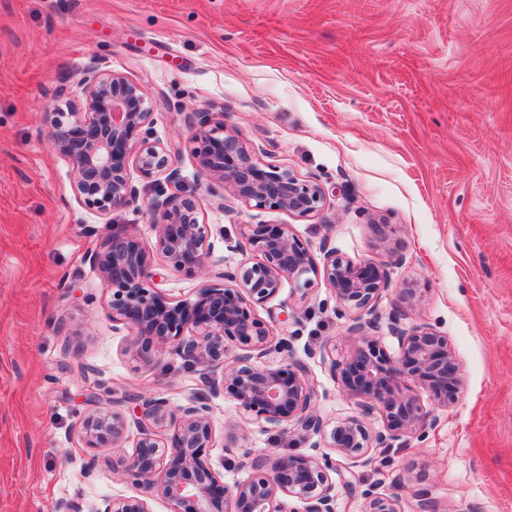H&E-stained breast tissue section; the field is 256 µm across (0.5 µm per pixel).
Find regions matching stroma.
Masks as SVG:
<instances>
[{"mask_svg": "<svg viewBox=\"0 0 512 512\" xmlns=\"http://www.w3.org/2000/svg\"><path fill=\"white\" fill-rule=\"evenodd\" d=\"M139 85L153 104L154 140L176 154L180 190L197 197L209 231L204 273L161 270L159 292L194 297L242 259L246 224H286L315 257L323 245L356 263L405 261L377 306L389 317L415 287L413 321L447 336L464 386L432 405L392 379L435 420L407 447L336 455V512H364V493L398 496L401 512H512V0H0V512H95L104 497L161 495L113 473L138 440L121 406L118 445L85 447L97 400L128 393L171 406L207 398L206 451L226 483L247 480L249 457L280 448V430L213 396L176 355L143 361L89 255L112 235L155 245L148 207L157 184L138 172L137 202L100 213L73 190L47 115L66 112L90 58ZM68 95H60V88ZM190 112H220L264 162L318 178L323 210L306 217L256 208L210 189L190 152ZM396 227L380 245L372 220ZM254 312L294 338L328 424L359 409L311 349L337 361L358 346L329 286L283 282ZM239 436L234 453L224 439Z\"/></svg>", "mask_w": 512, "mask_h": 512, "instance_id": "35a3bbf8", "label": "stroma"}]
</instances>
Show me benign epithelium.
Masks as SVG:
<instances>
[{"label": "benign epithelium", "instance_id": "7a95c632", "mask_svg": "<svg viewBox=\"0 0 512 512\" xmlns=\"http://www.w3.org/2000/svg\"><path fill=\"white\" fill-rule=\"evenodd\" d=\"M83 108L70 113L67 124H51L52 146L71 164L73 186L85 205L100 212L128 206L138 200L130 179L134 168L144 178L162 176L175 187L159 188L150 204L155 230V252L138 241L114 236L92 253L105 288L112 290V320L129 327L137 356L170 352L184 365L200 372L214 394L229 390L237 407L270 425L282 427L285 443L305 441L324 432L326 422L316 410L319 398L307 364L294 357L293 337L278 336L274 326L256 317L253 305L274 298L283 281L307 294L315 280L332 288L337 314L348 317V333L363 346L346 362L330 361L344 392L355 400L360 415L337 422L332 447L360 458L371 448H403L408 438L432 422L420 400L394 392L388 382L396 375L411 378L427 390L438 406L446 407L451 390L463 384L448 337L424 324H409L417 289L404 288L407 307L389 317L388 330L397 342L391 357L376 346L381 330L377 303L392 286L390 266L404 262L391 253L383 264H357L323 246V262L291 232L287 224H246L233 249L257 253L224 272L231 285H205L195 299L172 300L155 290L157 268L195 274L210 255L207 226L200 222L197 200L176 190L180 173L170 151L150 140L152 104L140 86L106 70L93 56L79 82ZM187 122L194 129L192 153L212 186L228 187L239 201L258 208L305 216L320 211L326 193L315 178L302 179L286 167L262 162L257 149L227 130L212 112H193ZM160 262H155V258ZM243 347L233 363H224L227 345ZM264 361L253 363L254 355ZM221 374H216V371ZM138 400L140 437L124 456L122 474L173 506L172 512H297L289 498H299L304 512H336V465L327 454L257 455L248 466L251 477L228 486L206 463L213 439L210 406L197 398L176 408L162 398ZM380 414L381 430L365 419ZM171 428L165 445L158 433ZM87 447L117 444L124 418L117 410H100L83 422ZM367 512H400L398 498L369 490ZM94 512H149L141 498L102 499Z\"/></svg>", "mask_w": 512, "mask_h": 512}]
</instances>
